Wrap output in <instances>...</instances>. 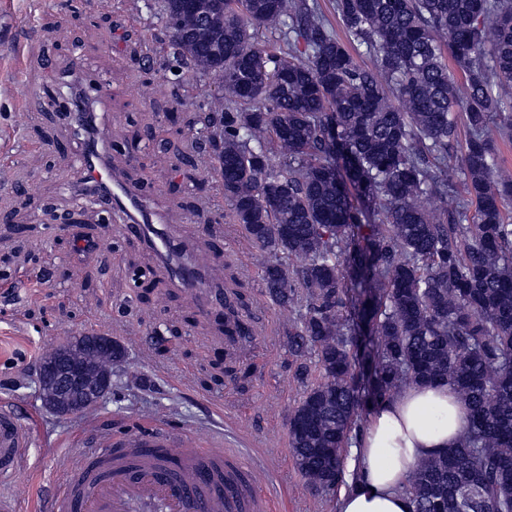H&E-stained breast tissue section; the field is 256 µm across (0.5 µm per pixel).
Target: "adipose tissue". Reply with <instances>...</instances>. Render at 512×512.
<instances>
[{
    "label": "adipose tissue",
    "mask_w": 512,
    "mask_h": 512,
    "mask_svg": "<svg viewBox=\"0 0 512 512\" xmlns=\"http://www.w3.org/2000/svg\"><path fill=\"white\" fill-rule=\"evenodd\" d=\"M467 423L445 384L411 386L380 404L345 464L336 512H412L403 488L413 464L453 446Z\"/></svg>",
    "instance_id": "ef3b65f1"
}]
</instances>
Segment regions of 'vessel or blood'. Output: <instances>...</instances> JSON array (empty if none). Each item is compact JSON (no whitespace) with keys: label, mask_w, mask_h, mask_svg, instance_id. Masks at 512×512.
Here are the masks:
<instances>
[{"label":"vessel or blood","mask_w":512,"mask_h":512,"mask_svg":"<svg viewBox=\"0 0 512 512\" xmlns=\"http://www.w3.org/2000/svg\"><path fill=\"white\" fill-rule=\"evenodd\" d=\"M105 153L98 141L76 160L91 197L122 218L128 236L158 254L172 288L209 314L216 299L213 267L200 262L172 226L161 223L140 190L112 174ZM27 446L20 413L1 405V481L20 472ZM227 454L217 445L200 447L187 431L119 441L103 433L66 474L49 512H269L270 501L257 491L252 468L225 463Z\"/></svg>","instance_id":"obj_1"}]
</instances>
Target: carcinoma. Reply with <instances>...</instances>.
I'll return each mask as SVG.
<instances>
[{"instance_id":"cac0c4a2","label":"carcinoma","mask_w":512,"mask_h":512,"mask_svg":"<svg viewBox=\"0 0 512 512\" xmlns=\"http://www.w3.org/2000/svg\"><path fill=\"white\" fill-rule=\"evenodd\" d=\"M198 10L162 0L167 53L224 72L226 103L199 119L224 197L264 253L271 299L305 292L288 336L297 356L315 351L321 380L289 418L299 472L335 488L352 427L408 385L447 383L468 424L414 465L412 512H512V172L498 164L512 0H336L344 41L309 0Z\"/></svg>"}]
</instances>
